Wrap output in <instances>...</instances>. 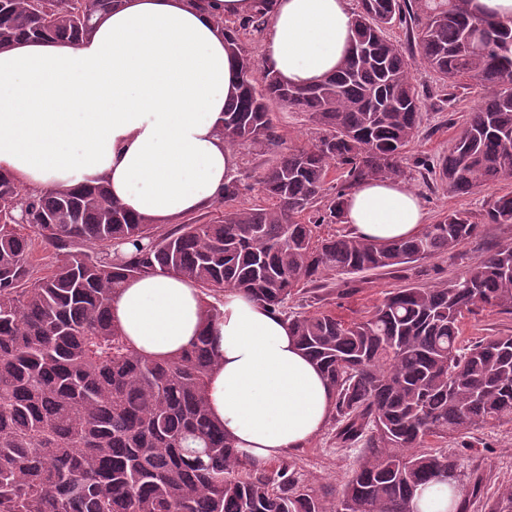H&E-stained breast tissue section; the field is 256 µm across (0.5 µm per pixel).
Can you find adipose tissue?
<instances>
[{
  "mask_svg": "<svg viewBox=\"0 0 512 512\" xmlns=\"http://www.w3.org/2000/svg\"><path fill=\"white\" fill-rule=\"evenodd\" d=\"M256 7L117 0L79 44L23 39L0 50V172L38 194L105 184L153 224L208 207L236 178L223 127L240 85L216 20ZM352 20L350 0H272L263 66L291 85L317 83L347 55ZM344 221L364 238L401 239L427 212L403 180H369L349 194ZM201 300L194 282L154 273L125 283L112 318L138 350L171 357L199 333ZM219 307L209 408L262 464L321 431L332 393L281 315L232 289Z\"/></svg>",
  "mask_w": 512,
  "mask_h": 512,
  "instance_id": "ef3b65f1",
  "label": "adipose tissue"
}]
</instances>
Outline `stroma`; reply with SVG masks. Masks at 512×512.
Returning a JSON list of instances; mask_svg holds the SVG:
<instances>
[{
  "instance_id": "35a3bbf8",
  "label": "stroma",
  "mask_w": 512,
  "mask_h": 512,
  "mask_svg": "<svg viewBox=\"0 0 512 512\" xmlns=\"http://www.w3.org/2000/svg\"><path fill=\"white\" fill-rule=\"evenodd\" d=\"M416 84L422 97L424 122L405 154L406 181L420 194L430 221H437L443 214L455 210L482 216L496 196L512 192V179L470 194H460L451 191L447 182L417 166L418 161L433 162L447 155L463 127L467 113L480 103L481 90L478 86H471L468 94L452 109L440 111L434 107L431 98L436 89L434 74L425 68H418ZM510 242L512 224H484L478 236L465 241L454 253L404 264L378 274L366 273L353 279L339 276L330 290L314 289L305 296L289 299L286 309L311 313L331 311L349 319L370 310L386 292L393 289L409 284L428 287L464 276L487 250ZM471 440L473 446L469 449L461 448L458 441L453 439L438 441L435 447L456 453L463 471L477 469L486 475L487 493H494L500 485L512 483V423L479 429ZM358 457V449L337 444L335 425L329 422L302 447L273 458L272 463L289 466L305 484L331 494L347 480Z\"/></svg>"
}]
</instances>
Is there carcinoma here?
Returning <instances> with one entry per match:
<instances>
[{
	"label": "carcinoma",
	"instance_id": "1",
	"mask_svg": "<svg viewBox=\"0 0 512 512\" xmlns=\"http://www.w3.org/2000/svg\"><path fill=\"white\" fill-rule=\"evenodd\" d=\"M116 0H0V50L20 38L88 34ZM347 56L322 81L294 86L251 56L268 8L216 23L241 60V86L224 111L225 142L273 154L253 186H224L208 222L160 231L112 200L105 185L35 195L0 173V512H418L422 490L443 481L469 512L485 478L464 473L431 441L512 423V335L472 344L461 320L512 314V243L498 245L449 283L406 285L351 321L331 311L287 313L288 298L340 275L389 271L450 254L480 232L451 211L420 234L369 241L318 233L340 224L345 198L366 179L402 178L422 110L414 67L438 81L450 108L469 78L481 103L438 166L470 193L512 178V20L473 14L469 0H358ZM398 24L411 54L387 37ZM305 114L318 136L286 143L277 112ZM339 171L336 183L329 174ZM486 224H512V194L489 204ZM53 249L41 266L35 246ZM168 273L195 282L202 328L181 353L137 350L112 322L128 280ZM232 288L288 321L332 390L336 439L359 445L347 481L326 506L286 466L256 464L211 416L208 378L221 356L214 300ZM487 512H512V483Z\"/></svg>",
	"mask_w": 512,
	"mask_h": 512
}]
</instances>
